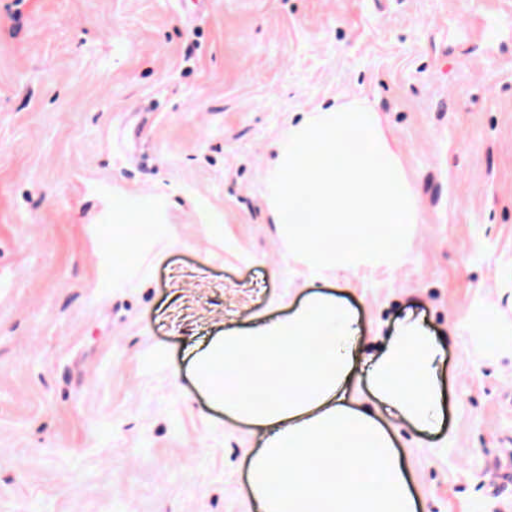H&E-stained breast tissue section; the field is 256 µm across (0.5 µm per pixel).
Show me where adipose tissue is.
<instances>
[{"mask_svg": "<svg viewBox=\"0 0 512 512\" xmlns=\"http://www.w3.org/2000/svg\"><path fill=\"white\" fill-rule=\"evenodd\" d=\"M166 228L156 205L113 212L102 242L141 240ZM354 310L308 293L284 318L225 329L194 359L198 386L226 416L263 429L247 484L260 512H418L390 431L348 387L357 339ZM443 345L418 322H400L367 377L370 394L416 428L442 417L435 365Z\"/></svg>", "mask_w": 512, "mask_h": 512, "instance_id": "ef3b65f1", "label": "adipose tissue"}]
</instances>
